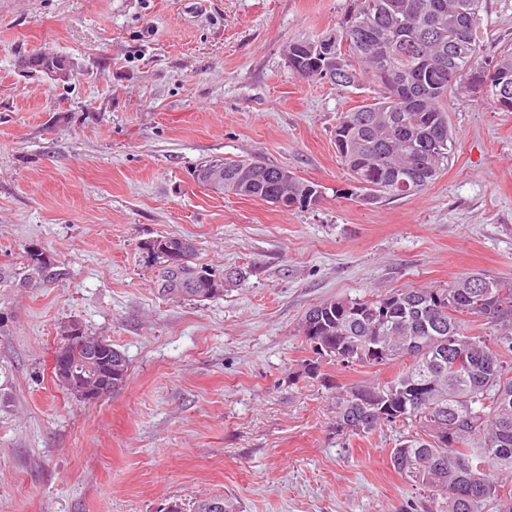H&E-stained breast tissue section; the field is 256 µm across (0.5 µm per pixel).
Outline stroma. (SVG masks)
<instances>
[{"mask_svg":"<svg viewBox=\"0 0 512 512\" xmlns=\"http://www.w3.org/2000/svg\"><path fill=\"white\" fill-rule=\"evenodd\" d=\"M350 0H0V261L37 243L66 280L14 295L0 337L12 405L0 414V512H419L390 465L399 426L336 432L334 385L397 365L322 364L300 334L331 299L444 288L465 273L512 282V112L448 104L457 150L420 194L343 195L334 142L368 89L305 83L296 37L334 29ZM485 58L512 51V0H484ZM39 50L69 82L21 71ZM260 155L321 184L283 209L199 185L195 168ZM192 239L197 260L243 269L214 301L160 296L147 246ZM128 361L126 383L78 401L51 373L70 320Z\"/></svg>","mask_w":512,"mask_h":512,"instance_id":"stroma-1","label":"stroma"}]
</instances>
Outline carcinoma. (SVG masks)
<instances>
[{"instance_id": "obj_1", "label": "carcinoma", "mask_w": 512, "mask_h": 512, "mask_svg": "<svg viewBox=\"0 0 512 512\" xmlns=\"http://www.w3.org/2000/svg\"><path fill=\"white\" fill-rule=\"evenodd\" d=\"M483 0H351L336 30L298 37L288 43V67L305 82L328 78L325 44H333L345 75L342 87H369L372 100L343 113L336 126V152L349 176V195L367 205L424 191L448 168L456 138L448 123V99L478 93L495 109L512 111L496 91L512 89V51L488 63L481 55ZM224 170V186L236 196L258 198L283 207H305L323 198L321 185L261 160L222 159L201 163L194 175L205 186L208 174ZM158 266L156 285L171 298L210 301L224 295V282L239 272L217 275L192 288L197 248L191 239L170 235L149 243ZM67 276L47 250L27 247L16 259L0 262V313L6 299L21 289L34 292ZM493 291L479 294L460 277L446 288H406L375 299H334L309 309L319 359L308 363L315 374L320 361L342 350L345 365L402 363L390 381L357 385L374 403L362 408L349 392L336 396V431L368 434L376 427L407 430L390 461L393 469L427 491L426 512H483L493 503L512 512V493L502 479L512 477V375L503 351H512L505 334L489 344L471 332L467 317L512 324V284L494 279ZM80 330L84 342H64L61 354L88 363L97 384L122 386L128 363L117 348L87 361V344L106 341L71 321L63 330ZM459 338L448 349V337ZM415 342V350L407 345ZM462 356L461 374L451 363Z\"/></svg>"}]
</instances>
